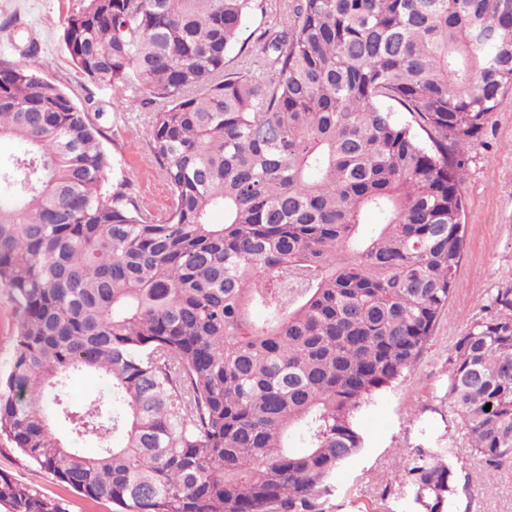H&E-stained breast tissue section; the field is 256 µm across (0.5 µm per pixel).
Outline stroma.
<instances>
[{
    "label": "stroma",
    "mask_w": 512,
    "mask_h": 512,
    "mask_svg": "<svg viewBox=\"0 0 512 512\" xmlns=\"http://www.w3.org/2000/svg\"><path fill=\"white\" fill-rule=\"evenodd\" d=\"M258 2L240 36L249 49L261 32L289 21L288 0ZM78 4L79 0H0V54L19 64H34L84 108L104 133L102 145L111 159L106 183L128 181L145 209L164 214L170 193L146 137L151 112L141 106L113 107L111 92L78 72L66 54L61 27ZM27 33L38 38L40 58L24 55L22 37ZM467 157L462 171L466 248L456 275L459 286L410 376L362 414L365 446L337 472L326 512H423L405 483L419 448L451 456L469 475L476 492L474 507L469 510L459 502L452 512H512V463H484L470 447L447 397L457 339L493 312L498 293L512 289V91ZM0 472L35 481L41 493L62 499L68 512H112L109 501L84 498L51 476H35L14 449L0 447Z\"/></svg>",
    "instance_id": "obj_1"
}]
</instances>
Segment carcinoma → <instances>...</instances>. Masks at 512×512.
Wrapping results in <instances>:
<instances>
[{
  "mask_svg": "<svg viewBox=\"0 0 512 512\" xmlns=\"http://www.w3.org/2000/svg\"><path fill=\"white\" fill-rule=\"evenodd\" d=\"M254 7L82 0L65 20L81 74L154 107L165 217L105 188L88 113L0 61V139L25 146L0 162V287L19 314L0 443L115 512H326L360 416L411 373L458 287L460 170L512 90V0H292L262 62L228 72ZM494 308L455 344L448 405L501 466L512 289ZM82 370L100 391L75 402ZM406 477L426 512L469 492L423 449ZM0 506L65 512L6 473Z\"/></svg>",
  "mask_w": 512,
  "mask_h": 512,
  "instance_id": "cac0c4a2",
  "label": "carcinoma"
}]
</instances>
